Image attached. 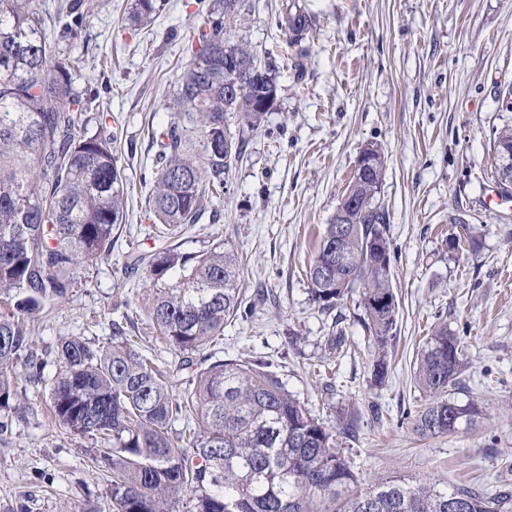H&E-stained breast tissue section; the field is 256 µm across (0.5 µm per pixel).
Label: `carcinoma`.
I'll list each match as a JSON object with an SVG mask.
<instances>
[{"label":"carcinoma","instance_id":"cac0c4a2","mask_svg":"<svg viewBox=\"0 0 512 512\" xmlns=\"http://www.w3.org/2000/svg\"><path fill=\"white\" fill-rule=\"evenodd\" d=\"M237 2L216 0L201 18L197 49L178 82L186 125L170 127L157 159L152 209L165 242L148 263L149 319L179 356V372L194 365V355L223 334L243 304L234 250L216 244L186 253L178 244L203 209L204 180L224 185L238 156L235 147L224 156V116L238 112L259 127L265 112L254 102L274 85L266 68L241 85L235 100H224V58L257 62L227 38ZM162 7L133 0L129 21L145 26ZM89 105L48 35L38 0H0V436L30 409L19 381L48 387L54 422L101 443L94 461L111 474L106 504L87 502L83 512H512L509 488L491 495L466 482L363 479L351 449L336 439L353 436L359 416L341 409L335 429L328 428L263 362L218 358L178 383L118 323L102 346L71 336L53 357L34 352L28 322L55 307L84 265L112 254L113 230L124 219L117 138L101 125L88 128L82 112ZM190 128L202 142L198 158L184 150ZM385 166L381 152L372 167L353 172L357 207L339 204L307 272L312 300L325 311L358 295L375 350V387L388 376L398 315L389 212L377 197ZM328 265L325 278L320 271ZM50 364L57 370L48 378ZM465 367L448 323L435 326L416 357L414 381L428 397L413 422L419 435L450 434L480 415L476 404L448 397ZM179 417L194 425L176 440L170 424Z\"/></svg>","mask_w":512,"mask_h":512}]
</instances>
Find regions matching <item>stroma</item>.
Instances as JSON below:
<instances>
[{"label": "stroma", "instance_id": "35a3bbf8", "mask_svg": "<svg viewBox=\"0 0 512 512\" xmlns=\"http://www.w3.org/2000/svg\"><path fill=\"white\" fill-rule=\"evenodd\" d=\"M212 3L165 0L142 30L128 24L132 0H84L69 16L78 32L67 43L71 71L93 100L91 116L117 138L126 212L111 258L83 267L53 311L31 321L34 351L55 349L63 336L105 344L119 322L143 354L177 364L146 324L145 272L125 262L154 249L155 161L163 130L183 119L177 82ZM295 3L313 29L302 58L274 22ZM231 39L269 66L276 100L257 129L227 113L224 132L240 155L180 241L186 252L225 243L241 262L242 307L210 353L268 361L327 425L338 408L359 411V429L343 445L363 476H430L491 491L512 484V218L485 206L494 133L512 123V0H238ZM370 144L387 156L378 197L390 214L399 304L380 387L370 383L373 346L356 297L323 312L306 278ZM441 321L468 361L454 399L481 415L424 438L412 428L427 402L413 363ZM337 322L346 331L339 353L327 344ZM30 403L0 437V512H80L109 484L91 467L97 446L54 427L42 394Z\"/></svg>", "mask_w": 512, "mask_h": 512}]
</instances>
